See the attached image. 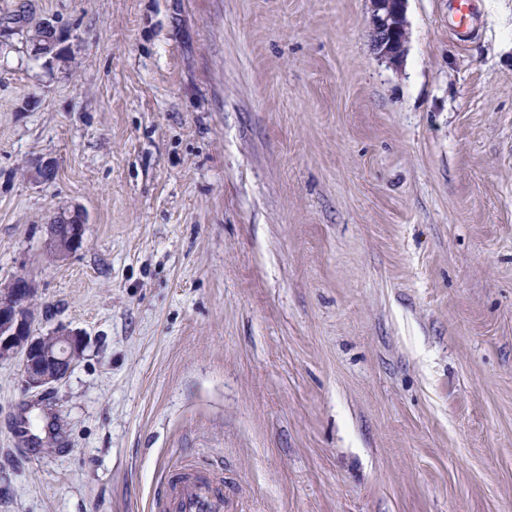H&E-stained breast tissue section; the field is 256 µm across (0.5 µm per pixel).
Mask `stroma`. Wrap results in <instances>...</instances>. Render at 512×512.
<instances>
[{"mask_svg":"<svg viewBox=\"0 0 512 512\" xmlns=\"http://www.w3.org/2000/svg\"><path fill=\"white\" fill-rule=\"evenodd\" d=\"M405 16L392 65L370 0H0V285L86 339L0 361V512H512V0ZM79 212L60 215L48 226L49 251L56 260H64L82 243L85 225ZM163 498L155 500L154 512H223L224 481L178 470L162 475Z\"/></svg>","mask_w":512,"mask_h":512,"instance_id":"stroma-1","label":"stroma"}]
</instances>
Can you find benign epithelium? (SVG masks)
Wrapping results in <instances>:
<instances>
[{
  "label": "benign epithelium",
  "instance_id": "obj_1",
  "mask_svg": "<svg viewBox=\"0 0 512 512\" xmlns=\"http://www.w3.org/2000/svg\"><path fill=\"white\" fill-rule=\"evenodd\" d=\"M405 0H371L370 24L377 54L397 62L407 42ZM85 225L82 214L58 216L48 225L49 251L64 260L82 243ZM36 289L25 276L0 286V360L21 356L24 388L43 390L61 383L85 349L75 333L65 329L36 336L32 333Z\"/></svg>",
  "mask_w": 512,
  "mask_h": 512
}]
</instances>
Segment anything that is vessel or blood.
I'll use <instances>...</instances> for the list:
<instances>
[{
	"label": "vessel or blood",
	"mask_w": 512,
	"mask_h": 512,
	"mask_svg": "<svg viewBox=\"0 0 512 512\" xmlns=\"http://www.w3.org/2000/svg\"><path fill=\"white\" fill-rule=\"evenodd\" d=\"M165 494L153 512H224V483L187 470L163 474Z\"/></svg>",
	"instance_id": "obj_1"
}]
</instances>
